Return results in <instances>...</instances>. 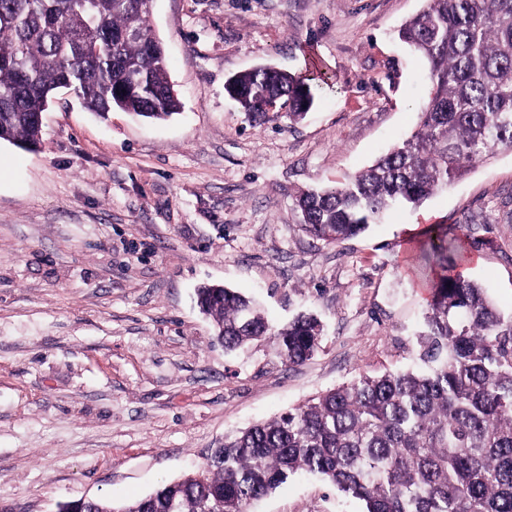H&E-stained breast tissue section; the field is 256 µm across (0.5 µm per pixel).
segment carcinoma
<instances>
[{"label":"carcinoma","instance_id":"1","mask_svg":"<svg viewBox=\"0 0 512 512\" xmlns=\"http://www.w3.org/2000/svg\"><path fill=\"white\" fill-rule=\"evenodd\" d=\"M152 0H0V140L31 147L63 88L106 120L161 122L180 109ZM429 67L419 129L361 172L295 198L304 231L334 244L393 205L421 207L477 162L512 151V0H427L397 31ZM325 79L259 68L229 81L253 118L271 99L302 118ZM464 242L423 231L431 297L416 334L421 365L361 374L276 420L224 438L196 472L143 497L96 498L85 512H250L299 471L361 500L365 512H512V314L460 271ZM224 349L272 338L298 365L323 332L300 313L275 327L219 285L197 290Z\"/></svg>","mask_w":512,"mask_h":512}]
</instances>
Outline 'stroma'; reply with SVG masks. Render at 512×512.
Instances as JSON below:
<instances>
[{
    "label": "stroma",
    "mask_w": 512,
    "mask_h": 512,
    "mask_svg": "<svg viewBox=\"0 0 512 512\" xmlns=\"http://www.w3.org/2000/svg\"><path fill=\"white\" fill-rule=\"evenodd\" d=\"M424 6L153 0L178 115L103 120L62 90L39 149L0 142V512L145 496L225 435L415 366L430 294L407 225L460 236L466 276L512 313V153L335 244L293 208L416 130L427 68L395 32ZM258 67L327 83L304 119L256 122L225 83ZM204 284L254 297L279 324L315 314L319 349L299 365L269 340L225 351L195 302ZM254 512L363 506L303 472Z\"/></svg>",
    "instance_id": "1"
}]
</instances>
